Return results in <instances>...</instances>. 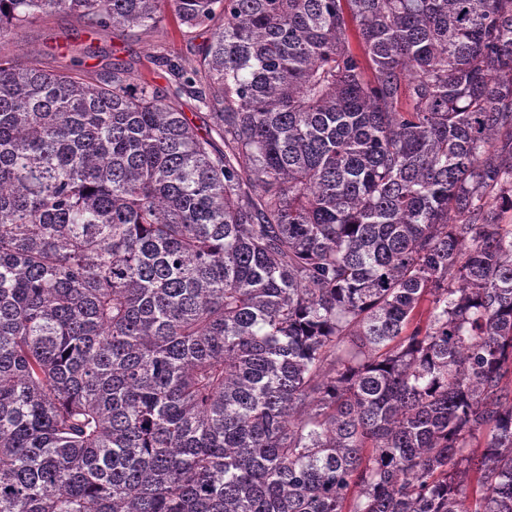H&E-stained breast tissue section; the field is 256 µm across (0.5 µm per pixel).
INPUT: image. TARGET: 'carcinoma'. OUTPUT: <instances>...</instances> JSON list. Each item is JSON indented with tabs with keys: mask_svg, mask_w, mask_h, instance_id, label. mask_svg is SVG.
Masks as SVG:
<instances>
[{
	"mask_svg": "<svg viewBox=\"0 0 512 512\" xmlns=\"http://www.w3.org/2000/svg\"><path fill=\"white\" fill-rule=\"evenodd\" d=\"M168 10L172 93L0 55V512H512V0L0 43Z\"/></svg>",
	"mask_w": 512,
	"mask_h": 512,
	"instance_id": "cac0c4a2",
	"label": "carcinoma"
}]
</instances>
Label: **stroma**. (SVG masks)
<instances>
[{
    "label": "stroma",
    "instance_id": "35a3bbf8",
    "mask_svg": "<svg viewBox=\"0 0 512 512\" xmlns=\"http://www.w3.org/2000/svg\"><path fill=\"white\" fill-rule=\"evenodd\" d=\"M207 38V32L202 29L183 35L169 16L149 31L134 29L93 36L85 33L83 24L76 17L58 13L29 23L22 30L19 41L7 43L1 49L17 63H25L29 57L35 56L41 59L44 67L54 69L61 60L53 56V48L90 42L101 52L95 60L98 67L105 68L120 60L131 64L158 87L165 88L171 84L170 75L164 68L150 64L147 54L161 47L169 58L187 66L195 60V47Z\"/></svg>",
    "mask_w": 512,
    "mask_h": 512
}]
</instances>
